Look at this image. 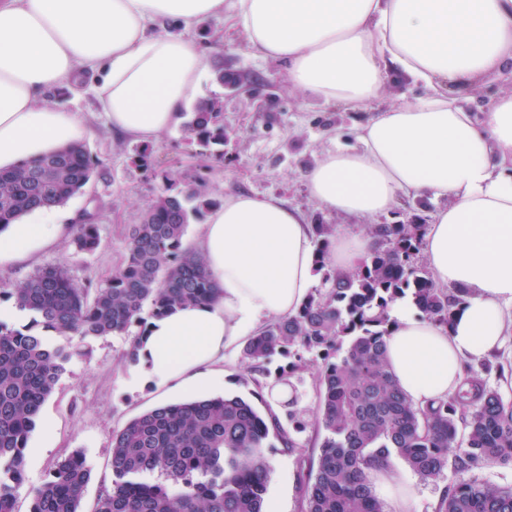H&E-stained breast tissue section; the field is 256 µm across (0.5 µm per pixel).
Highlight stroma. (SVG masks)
Wrapping results in <instances>:
<instances>
[{
  "instance_id": "stroma-1",
  "label": "stroma",
  "mask_w": 512,
  "mask_h": 512,
  "mask_svg": "<svg viewBox=\"0 0 512 512\" xmlns=\"http://www.w3.org/2000/svg\"><path fill=\"white\" fill-rule=\"evenodd\" d=\"M223 33L212 45L213 64L238 75L241 86L229 91L216 83L213 74L203 81L204 97L221 96L224 126L228 138L223 161L200 155L196 145L185 140L182 129H174L151 142L154 170L147 171L133 162L138 142L113 134L91 91L72 96L60 90L52 101L85 115L92 135L87 149L99 160L98 173L86 190L61 207L62 212L78 215L90 212L99 226L100 246L91 254L75 250L74 230L34 258L17 265L0 267V291L14 287L39 269L66 266L74 279L92 286L104 284L121 262L131 225L140 223L159 190L160 173H168L177 183L203 179L218 199L231 193L274 195L289 207L304 212L309 223L334 224L350 234L368 229L370 223L398 224L413 216L432 221L436 211L447 206V199L402 198L390 213L375 216L373 222L349 219L322 209L310 196L305 174L333 149L352 144L356 124L373 112L412 100L420 95L419 86L403 79L387 83L379 100L363 109L323 103L292 89L281 65L251 54L242 35L225 32L224 21L214 18L193 35ZM132 335L83 338L64 337V344L75 352L65 366L53 394L43 404L28 440L29 447L41 448L40 456H27L25 482L17 492L18 512H29L31 493L46 478L58 460L72 451H83L91 468L81 502L82 512H95L100 495L112 482L110 460L112 435L131 419L156 407L160 402L175 403L177 393L159 397L157 391L134 388L133 366L125 353ZM290 356L278 354L269 359L263 372H252L242 352L224 363V389L228 396L250 401L264 418H277L281 434H289L298 445L284 447L281 435H270L265 454L271 474L265 495L266 512H302L309 455L315 454L325 432L313 422L318 405L317 364L304 355L303 367L290 373ZM289 375L296 389L298 407L306 420L304 430H296L282 404L277 385ZM393 465L405 476L404 485L414 494V512H434L440 491L455 474L445 470L434 482L424 483L401 459Z\"/></svg>"
}]
</instances>
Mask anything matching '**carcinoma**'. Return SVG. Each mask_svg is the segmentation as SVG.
Listing matches in <instances>:
<instances>
[{"label":"carcinoma","mask_w":512,"mask_h":512,"mask_svg":"<svg viewBox=\"0 0 512 512\" xmlns=\"http://www.w3.org/2000/svg\"><path fill=\"white\" fill-rule=\"evenodd\" d=\"M185 139L223 158L224 113L219 97L200 101L183 126ZM99 165L84 145L0 171V231L45 204L62 205L83 192ZM141 223L131 226L121 264L105 284L80 285L62 266H49L5 291L29 316L16 327L0 321V512H17L25 481L29 434L72 356L57 336H121L134 325L219 293L204 256L184 243L190 219L218 205L202 182L183 188L167 174ZM425 225L375 224L371 252L353 270L327 265L334 224L312 225L321 285L293 316L251 337L243 358L251 371L298 348L321 357L315 423L326 435L309 458L313 481L304 512H386L372 472L398 457L421 481L451 467L435 512H512V486L474 476L484 466H512V401L489 383L504 365L467 366L446 401L419 406L399 388L386 356L392 305L409 299L441 326L464 302L463 291L435 286L419 264ZM100 243L94 215L77 224L76 251ZM265 418L239 396L201 397L155 407L112 435V484L95 512H265L270 465L263 448ZM91 469L75 450L33 490L30 512H80Z\"/></svg>","instance_id":"cac0c4a2"}]
</instances>
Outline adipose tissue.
I'll list each match as a JSON object with an SVG mask.
<instances>
[{
	"mask_svg": "<svg viewBox=\"0 0 512 512\" xmlns=\"http://www.w3.org/2000/svg\"><path fill=\"white\" fill-rule=\"evenodd\" d=\"M219 16L253 54L284 65L289 86L324 103L370 104L391 76L423 86L305 178L320 207L358 218L403 196L448 198L424 254L434 283L462 290L465 303L445 328L395 306L386 343L415 404L453 395L464 364L512 335V93L482 118L467 107L484 82L512 74V0H0V169L90 137L81 113L48 100L82 76L113 132L151 140L178 127L209 68L207 43L190 32ZM63 218L47 204L0 231V266L55 243ZM374 243L337 231L329 263L354 269ZM197 248L221 293L150 320L133 385L223 387L238 342L295 314L317 283L305 214L272 195L225 196Z\"/></svg>",
	"mask_w": 512,
	"mask_h": 512,
	"instance_id": "adipose-tissue-1",
	"label": "adipose tissue"
}]
</instances>
